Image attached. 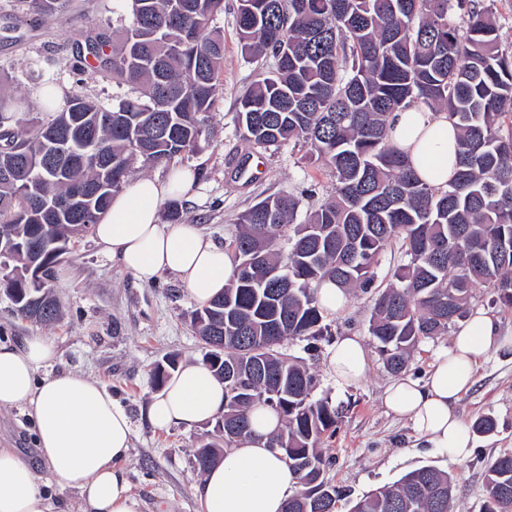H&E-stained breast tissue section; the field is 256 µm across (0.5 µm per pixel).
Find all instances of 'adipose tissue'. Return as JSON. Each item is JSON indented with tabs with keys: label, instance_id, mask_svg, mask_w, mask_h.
Listing matches in <instances>:
<instances>
[{
	"label": "adipose tissue",
	"instance_id": "ef3b65f1",
	"mask_svg": "<svg viewBox=\"0 0 512 512\" xmlns=\"http://www.w3.org/2000/svg\"><path fill=\"white\" fill-rule=\"evenodd\" d=\"M390 122L392 143L409 156L420 179L447 185L458 143L447 113L412 109L393 113ZM192 183L181 169L163 181L128 183L113 196L94 235L113 265L140 282L172 273L203 303L230 284L234 264L196 226L162 222L167 202L184 196ZM492 354L512 361V331L503 330L495 312L479 308L437 353L426 380L396 378L384 389L383 404L411 424L424 447L451 460L468 459L474 440L456 408L476 382V365ZM56 359L54 340L37 332L18 343L0 342V408L26 410L38 458L49 472L39 479L16 450L0 448V512H69L73 498L79 512H144L128 475L133 428L127 411L90 376L52 373ZM367 366L366 348L355 335L341 337L326 354L327 371L341 385L359 382ZM223 409V383L205 365L188 361L152 398L147 419L160 430L193 428ZM278 422L269 408L254 411L252 436L226 448L195 485L198 512H282L300 483L288 460L267 446Z\"/></svg>",
	"mask_w": 512,
	"mask_h": 512
}]
</instances>
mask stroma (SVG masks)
Returning a JSON list of instances; mask_svg holds the SVG:
<instances>
[{"instance_id":"1","label":"stroma","mask_w":512,"mask_h":512,"mask_svg":"<svg viewBox=\"0 0 512 512\" xmlns=\"http://www.w3.org/2000/svg\"><path fill=\"white\" fill-rule=\"evenodd\" d=\"M236 0H224V10L209 22L224 37V67L206 137L190 153L150 167L135 164L132 178L166 179L176 167L195 171L198 180L182 201L183 220L217 244H225L238 215L269 195H297L315 190V203L333 193L326 171L307 165L300 148L284 145L260 151L246 144L237 129L239 97L259 78L261 68H272L244 59L235 30ZM124 13V0H69L62 14H40L16 9L14 0H0V93L26 98L31 112L43 116L45 92L64 100L73 89L103 105L123 96L124 88L112 85L98 73L85 71L76 83L72 56L74 42L83 33L111 22ZM259 168L258 175L240 174L242 164ZM54 293L60 301L59 322L40 326L19 318L11 301L0 294V341L16 342L34 331L51 337L57 346L54 371L81 372L97 379L124 405L133 422V444L128 462L133 490L155 512H198L193 488L201 477L193 464V450L217 439L213 424L194 428L154 429L146 406L157 389L154 367L174 356L201 360L202 351L191 324L196 303L184 285L171 274L142 283L111 261L93 236L79 240L75 250L56 269ZM374 292L355 291L348 306L327 316L335 337L355 334L369 354L368 371L357 384L337 388L328 376L324 357L329 342L308 349L306 342L286 343V352L302 360L316 376L318 388L330 391L346 411L336 433L326 444L331 459L327 476L348 503L368 492L394 483L407 472L430 465L450 472L456 483L455 512H480L484 502V466L502 453H512V362L490 356L477 370V383L465 395L457 413L466 425L484 416L497 428L475 437L472 458L457 462L421 451L412 428L388 415L381 394L393 376L368 333ZM15 448L33 456L32 424L20 408L0 410V448Z\"/></svg>"}]
</instances>
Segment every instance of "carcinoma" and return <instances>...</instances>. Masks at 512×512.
I'll return each instance as SVG.
<instances>
[{
  "label": "carcinoma",
  "instance_id": "cac0c4a2",
  "mask_svg": "<svg viewBox=\"0 0 512 512\" xmlns=\"http://www.w3.org/2000/svg\"><path fill=\"white\" fill-rule=\"evenodd\" d=\"M128 23L100 27L75 43L95 69L131 94L105 107L75 90L50 117L29 116L22 97L0 96V254L27 318L41 293L27 246L47 239L46 273L95 225L127 181L147 165L194 151L204 136L224 64V40L207 33L224 0H126ZM466 17L461 31L455 15ZM236 33L252 62L275 68L238 102L240 136L266 150L293 143L336 182L334 195L298 219L302 199L268 196L242 212L225 250L234 276L224 293L197 307L191 323L203 361L224 382V444L195 449L205 470L251 436L249 415L263 404L281 418L269 447L298 474L288 512H337L341 492L326 477L324 447L343 403L315 396L308 369L283 351L293 340L331 335L317 288L326 279L351 294L375 287V267L398 240L407 263L377 292L368 331L386 368L402 373L423 340L448 335L469 313L476 290L512 308V56L499 48L484 0H237ZM191 39L196 66L179 49ZM445 111L459 131L457 168L445 187L417 176L389 138L392 113ZM80 144L60 173L41 167L44 147ZM109 189L67 210L75 188ZM53 204L52 212L45 205ZM224 338V350L212 348ZM178 366L157 364L162 386ZM454 478L432 466L349 502L348 512H451ZM483 512H512V454L485 470Z\"/></svg>",
  "mask_w": 512,
  "mask_h": 512
}]
</instances>
